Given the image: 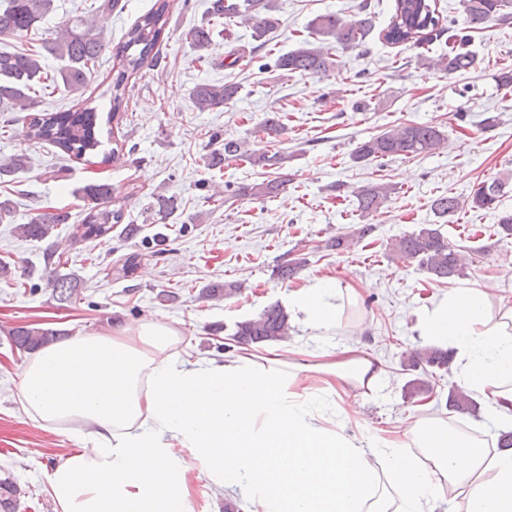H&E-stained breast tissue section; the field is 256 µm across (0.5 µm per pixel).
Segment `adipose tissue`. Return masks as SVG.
I'll return each mask as SVG.
<instances>
[{
    "label": "adipose tissue",
    "instance_id": "adipose-tissue-1",
    "mask_svg": "<svg viewBox=\"0 0 512 512\" xmlns=\"http://www.w3.org/2000/svg\"><path fill=\"white\" fill-rule=\"evenodd\" d=\"M364 290L319 278L288 295L294 325L345 331ZM449 344L456 383L512 423V306L488 292L452 290L422 315ZM179 331L158 320L71 336L37 350L20 374V402L79 448L47 477L55 512H196L187 479L250 495L253 512H434L453 488L456 512H512V451L450 428L430 406L362 444L326 418L318 395L344 404L376 389L384 369L360 345L246 350L223 363L182 357Z\"/></svg>",
    "mask_w": 512,
    "mask_h": 512
}]
</instances>
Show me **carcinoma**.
Wrapping results in <instances>:
<instances>
[{"label":"carcinoma","mask_w":512,"mask_h":512,"mask_svg":"<svg viewBox=\"0 0 512 512\" xmlns=\"http://www.w3.org/2000/svg\"><path fill=\"white\" fill-rule=\"evenodd\" d=\"M99 5L90 19L71 18L57 27L55 37L46 46L60 66L49 72L43 62V54L33 48H18L13 51L0 50V112H24L27 120L26 136L29 140L46 142L62 153L81 157L101 145L96 136L98 115L92 108L70 112L33 113L36 101L32 93L36 88L51 84L63 86L69 94L84 91L96 72L101 56L108 44L103 37L100 20L112 16L122 8L121 0H98ZM274 0H210L208 20L193 27L185 34L190 46L199 52V59L206 60L214 43L216 24L219 20L239 19L248 24L254 41H265L266 36L279 26V18L273 14ZM463 34L454 37V45L440 60V70L450 76L472 71L478 59L464 49L467 33L483 30L491 23L512 19V0H462ZM54 0H0V36H9L18 42L27 39L32 30L38 28L53 11ZM170 0H155L151 9L140 16L126 32L124 41L115 53L119 66L112 67V115H117L125 98L130 73L139 70L146 62L158 68L164 59L158 44L167 26ZM309 27L318 36V44L304 42L302 46L280 55L276 67L301 76H325L341 66L336 49L341 51L364 50L366 41L375 24L370 3L362 0L356 13L345 17L338 13H325L311 20ZM444 32L440 26V15L429 0H395V14L383 39L389 44L425 39V33ZM239 85L202 83L190 91V99L200 112L222 108L235 99ZM442 139V134L428 124L408 123L386 130L361 142L355 149L353 159L357 163L392 156H418L431 153ZM246 160L262 169L282 170L288 156L276 150L253 154L245 149V141L224 139L221 149L212 151L207 159L211 169H221L224 163ZM32 159L19 154L6 164H0V180L26 171ZM288 183V175L253 186L239 188L242 196L273 197ZM509 176L482 182L471 195L470 207L494 209L508 187ZM391 187L372 184L354 190L357 210L364 216L376 213L387 201ZM112 188L105 183H89L82 188V198L87 205L82 237L101 239L112 233V228L123 221V211L107 206ZM434 215L440 219L455 215L460 201L454 196L442 195L430 204ZM180 209L174 195H157L155 215L168 219ZM68 215L49 208H39L24 224L14 227L16 235L25 240H44L52 235L58 224H63ZM391 253L402 260H416L420 267L438 280L452 279L461 274L464 255L452 245L440 227H422L404 235L391 244ZM52 296L63 304L78 295L79 284L75 278L56 274L49 279ZM240 292V285L230 282L215 285L202 292L207 299L231 297ZM289 317L278 306H270L254 318L236 325L235 337L242 344L281 340L288 336ZM63 335L59 329L18 326L11 330L12 342L20 351H35ZM450 352L439 348H424L410 354L404 366L409 371L428 367L448 369ZM449 407L466 411L474 407L471 396L456 387L448 394ZM23 491L10 477L0 479V512H18Z\"/></svg>","instance_id":"obj_1"}]
</instances>
